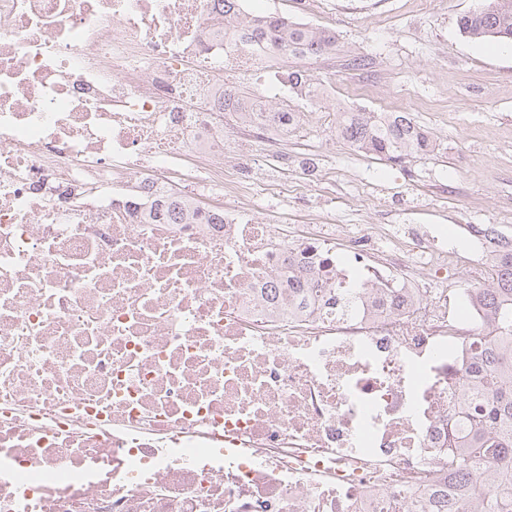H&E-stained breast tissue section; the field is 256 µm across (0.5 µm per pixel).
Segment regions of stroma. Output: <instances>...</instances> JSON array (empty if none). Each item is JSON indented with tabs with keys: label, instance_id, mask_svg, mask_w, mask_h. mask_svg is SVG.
Segmentation results:
<instances>
[{
	"label": "stroma",
	"instance_id": "stroma-1",
	"mask_svg": "<svg viewBox=\"0 0 512 512\" xmlns=\"http://www.w3.org/2000/svg\"><path fill=\"white\" fill-rule=\"evenodd\" d=\"M480 0H251V12L328 29L334 50L312 58H268L259 67L227 60L226 78L269 104L306 113L287 146L251 141L225 117L226 179L256 184L252 215L295 232L306 224L422 232L447 240L454 261L424 287L449 296L489 283L480 233L512 239V53L472 41L457 21ZM297 69L324 93L310 99L276 85ZM405 112L427 130L433 149L398 163L377 160L336 133L352 110Z\"/></svg>",
	"mask_w": 512,
	"mask_h": 512
}]
</instances>
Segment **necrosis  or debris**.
<instances>
[{
    "mask_svg": "<svg viewBox=\"0 0 512 512\" xmlns=\"http://www.w3.org/2000/svg\"><path fill=\"white\" fill-rule=\"evenodd\" d=\"M232 55L223 0H0V512H421L449 470L471 338L409 274L445 248L251 219Z\"/></svg>",
    "mask_w": 512,
    "mask_h": 512,
    "instance_id": "obj_1",
    "label": "necrosis or debris"
}]
</instances>
